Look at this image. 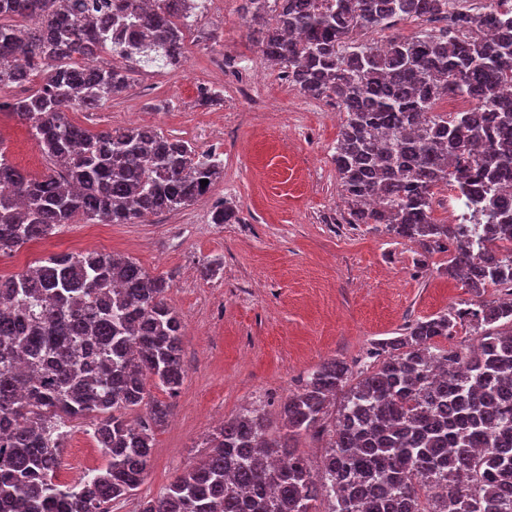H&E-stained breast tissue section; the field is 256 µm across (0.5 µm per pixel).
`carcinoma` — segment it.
I'll list each match as a JSON object with an SVG mask.
<instances>
[{
    "label": "carcinoma",
    "instance_id": "obj_1",
    "mask_svg": "<svg viewBox=\"0 0 512 512\" xmlns=\"http://www.w3.org/2000/svg\"><path fill=\"white\" fill-rule=\"evenodd\" d=\"M276 25L265 24L269 3ZM456 0H244L262 55L288 85L328 98L344 118L334 154L349 223L381 224L422 255L448 253V276L475 294L512 297V17L460 12L412 37L369 44L389 22L448 17ZM205 0H0V112L29 125L52 173L32 177L0 150V252L41 240L81 217L136 224L203 199L224 173L220 155L153 127L91 133L70 111H91L129 88L150 64L185 58L188 18ZM15 18L33 21L25 27ZM128 39L123 66H87ZM37 82L28 95L8 89ZM491 109L436 112L450 94ZM209 180L203 186L202 180ZM467 197L462 224L434 218L438 195ZM381 200L371 207L368 200ZM224 201L212 223L232 224ZM171 279L129 257L63 252L0 287V503L9 512H109L134 495L153 430L185 379L183 326L167 302ZM469 321L478 347L438 349ZM385 356L349 384L332 359L283 402L285 434L257 409L212 434L199 462L139 512H512V301L466 304L418 320L380 343ZM342 400L336 401L337 394ZM146 410L138 423L127 412ZM91 417L103 469L58 484L65 432ZM325 442L314 474L291 441ZM266 487L272 498L261 497ZM328 505L323 511L316 503Z\"/></svg>",
    "mask_w": 512,
    "mask_h": 512
}]
</instances>
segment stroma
<instances>
[{
	"instance_id": "stroma-1",
	"label": "stroma",
	"mask_w": 512,
	"mask_h": 512,
	"mask_svg": "<svg viewBox=\"0 0 512 512\" xmlns=\"http://www.w3.org/2000/svg\"><path fill=\"white\" fill-rule=\"evenodd\" d=\"M252 69L266 81L248 101L236 87ZM203 86L222 91V100L199 104ZM69 118L93 132L154 127L200 151L219 146L224 162L208 201L148 223L81 219L0 253V269L10 274L80 246L173 278L167 301L185 326L186 377L167 423L154 430L143 483L112 512H133L193 466L216 419L254 405L278 436L281 403L324 361L366 370L374 342L479 297L449 277L447 254L425 257L382 226L348 223L333 161L340 124L327 102L280 84L241 0H214L187 29L181 67L147 68L103 106ZM0 145L13 166L48 173L27 125L7 112H0ZM217 200L238 223H212ZM206 260L221 266L210 279L199 275Z\"/></svg>"
}]
</instances>
